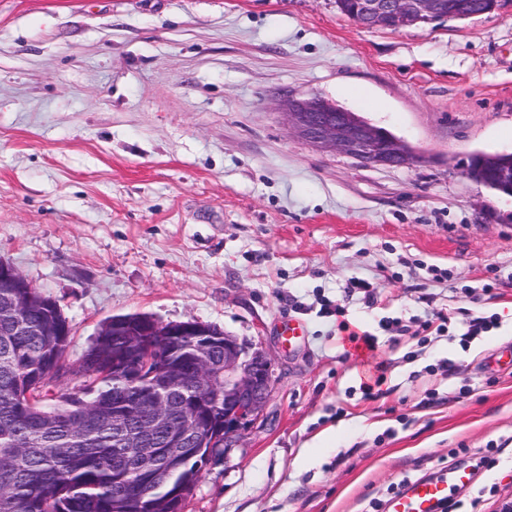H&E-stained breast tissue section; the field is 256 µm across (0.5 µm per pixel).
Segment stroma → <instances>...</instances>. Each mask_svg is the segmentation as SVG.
Instances as JSON below:
<instances>
[{"label":"stroma","instance_id":"stroma-1","mask_svg":"<svg viewBox=\"0 0 512 512\" xmlns=\"http://www.w3.org/2000/svg\"><path fill=\"white\" fill-rule=\"evenodd\" d=\"M300 94L419 162L310 147ZM510 152L512 0L371 30L336 0H0V260L57 300L70 360L147 314L274 362L262 417L183 512H387L451 467L473 479L448 512L512 502V197L466 174ZM340 306L377 341L378 397ZM480 316L495 327L466 336Z\"/></svg>","mask_w":512,"mask_h":512}]
</instances>
